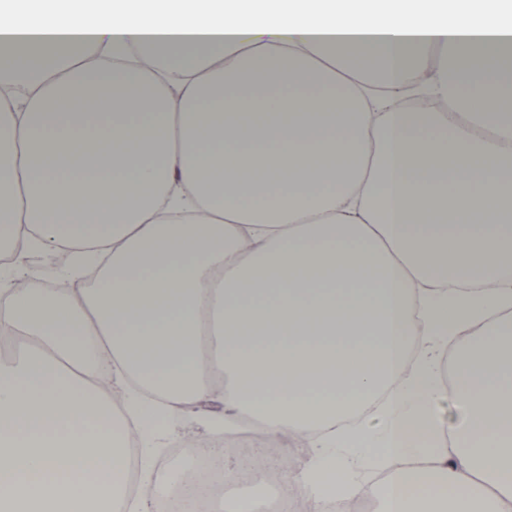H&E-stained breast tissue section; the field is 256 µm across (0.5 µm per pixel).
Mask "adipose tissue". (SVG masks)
<instances>
[{
	"mask_svg": "<svg viewBox=\"0 0 512 512\" xmlns=\"http://www.w3.org/2000/svg\"><path fill=\"white\" fill-rule=\"evenodd\" d=\"M448 2L0 7V243L106 258L90 288L0 282V512H141L172 480L144 461L133 493L130 420L164 447L217 371L213 440L310 441L309 512L365 462L377 512H512V0ZM422 71L416 122L388 94Z\"/></svg>",
	"mask_w": 512,
	"mask_h": 512,
	"instance_id": "ef3b65f1",
	"label": "adipose tissue"
}]
</instances>
